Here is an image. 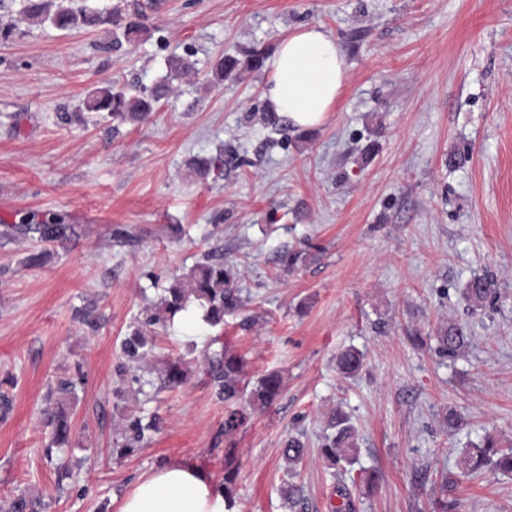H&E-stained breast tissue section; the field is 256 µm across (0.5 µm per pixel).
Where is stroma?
I'll return each instance as SVG.
<instances>
[{"mask_svg":"<svg viewBox=\"0 0 512 512\" xmlns=\"http://www.w3.org/2000/svg\"><path fill=\"white\" fill-rule=\"evenodd\" d=\"M154 2L118 50L102 29L0 34V508L22 495L36 512H117L172 463L220 483L233 447L231 512H287L288 482L303 512H334L344 485L356 512H512V475L457 466L486 435L512 447V0ZM312 24L346 63L321 126L257 120L268 67L215 80L219 57L273 56ZM185 56L197 73L151 122L74 118L103 83L149 86ZM228 145L238 164L223 177L190 170ZM32 214L64 215L74 233L44 240ZM207 254L238 271L245 307L213 328L190 306L148 362L118 375L137 318ZM482 274L496 293L473 313L462 290ZM452 323L469 336L454 360L430 341ZM227 345L247 380L283 379L230 438L203 365ZM350 347L365 355L354 377L336 369ZM176 357L187 377L168 388ZM62 377L77 385L60 405L48 391ZM60 408L71 439L55 449L47 420ZM336 408L357 439L343 476L319 454ZM131 414L156 428L114 454ZM297 431L307 454L292 470L284 441ZM372 469L369 489L358 478Z\"/></svg>","mask_w":512,"mask_h":512,"instance_id":"1","label":"stroma"}]
</instances>
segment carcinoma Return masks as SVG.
<instances>
[{
    "label": "carcinoma",
    "mask_w": 512,
    "mask_h": 512,
    "mask_svg": "<svg viewBox=\"0 0 512 512\" xmlns=\"http://www.w3.org/2000/svg\"><path fill=\"white\" fill-rule=\"evenodd\" d=\"M22 7L18 13L19 22H48L59 30L68 31L74 28H104L112 33V48L118 49L122 42L135 40L141 30V19L149 8L147 4L137 3L132 7L115 5L109 9L84 6L74 10L64 5L63 0H21ZM264 54L256 51L239 65L233 57H221L214 64L218 80L237 75L241 69H256L262 66ZM168 75L162 77L153 86L144 87L135 93L112 84H105L94 89L84 101V111L107 113L112 120L120 123L146 122L158 111L160 102L172 93L171 76L182 77L194 72L195 63L184 57L168 60ZM234 156L227 149H222L212 157L196 158L191 161L192 170L200 177L206 178L213 174L224 175V169L233 164ZM35 230L46 241L65 238L73 232V227L65 223L64 218L54 217L35 225ZM237 273L233 268L224 265V260L208 256L205 262L192 267L187 276V285L175 281L164 289L162 307L147 316L144 325L148 327L167 328L176 315L184 311L190 298H195L198 305L205 311L204 321L212 326L224 325V317L238 312L244 306L241 290L238 287ZM496 292L494 280L477 275L463 289V295L472 310L484 306L487 299ZM436 350L442 356L455 359L468 347L469 337L464 327L450 325L440 328L435 336ZM153 345L136 329L125 338L122 353L125 363L119 370L126 371L133 365L146 359L152 353ZM364 355L356 348H348L336 356V367L340 374L352 377L360 372ZM208 372L216 384L218 394L224 400V436L230 438L245 423L247 409L268 408L280 397L282 380L276 373H269L259 378L255 385L245 381V361L242 356L230 349L205 358ZM187 371L184 360L178 358L168 361L164 384L177 387L184 383ZM245 404L238 405L239 400ZM56 444L68 441L70 425L65 416L50 417ZM328 427L334 433L325 437L321 455L329 466L339 468L342 464H351L354 458L349 449L354 447V428L349 424L348 416L340 409L329 416ZM156 428L155 423L142 422L138 416H131L121 444L120 454H130L138 448L146 438V432ZM304 442L299 435H291L285 442L284 455L288 466L294 467L301 463L304 456ZM224 502L232 507L236 498L238 468L234 465L235 449H224ZM463 475L479 476L485 473L512 474V448H501L497 439L491 435L484 442L466 453L462 459Z\"/></svg>",
    "instance_id": "carcinoma-1"
}]
</instances>
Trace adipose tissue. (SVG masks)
<instances>
[{
  "label": "adipose tissue",
  "instance_id": "1",
  "mask_svg": "<svg viewBox=\"0 0 512 512\" xmlns=\"http://www.w3.org/2000/svg\"><path fill=\"white\" fill-rule=\"evenodd\" d=\"M346 76L335 38L313 25L283 38L270 62L265 95L275 112L297 127L321 125L332 112ZM118 512H224L198 471L171 465L143 476Z\"/></svg>",
  "mask_w": 512,
  "mask_h": 512
}]
</instances>
